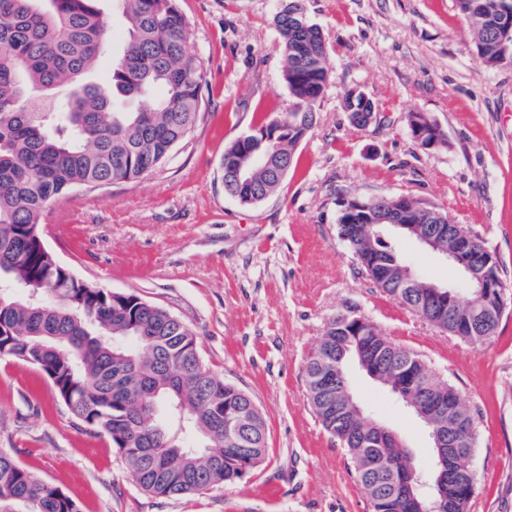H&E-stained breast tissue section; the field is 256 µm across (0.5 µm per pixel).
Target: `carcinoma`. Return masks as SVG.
I'll return each instance as SVG.
<instances>
[{
  "mask_svg": "<svg viewBox=\"0 0 512 512\" xmlns=\"http://www.w3.org/2000/svg\"><path fill=\"white\" fill-rule=\"evenodd\" d=\"M99 0H0V359L39 368L71 415L110 437L128 475L143 491L164 497L199 493L241 478L268 448L266 421L241 389L202 364L193 331L168 311L132 293L86 286L46 248V207L78 188L129 182L159 167L193 129L202 106L204 64L186 45V20L176 0H113L126 39L111 82L90 81L108 48ZM499 0H456L485 66L512 62L495 32ZM283 76L294 107L224 148L219 169L227 194L254 206L275 192L312 128L315 108L333 74L320 28L300 15L275 14ZM350 122L375 116L373 100L347 90ZM409 129L438 125L412 112ZM275 134L272 141L262 132ZM270 159L251 182L236 178L243 150ZM380 227L359 225L340 234L362 269L384 293L431 325L450 332L458 317L475 314L463 339L486 342L502 314L489 302L466 301L431 311L422 301L429 281L410 279L397 246ZM326 325L303 366L309 400L324 429L345 449L351 474L371 512H415L407 496L412 458L401 440L358 402L347 366L357 348L371 355L378 383L396 393L405 385L421 403L443 405L433 421L476 450L475 417L458 389L433 375L418 353L389 340L374 324ZM430 493L444 512H467L478 477L465 463ZM0 512H79L59 487L0 448Z\"/></svg>",
  "mask_w": 512,
  "mask_h": 512,
  "instance_id": "1",
  "label": "carcinoma"
}]
</instances>
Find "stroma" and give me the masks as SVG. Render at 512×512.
<instances>
[{
	"label": "stroma",
	"instance_id": "obj_1",
	"mask_svg": "<svg viewBox=\"0 0 512 512\" xmlns=\"http://www.w3.org/2000/svg\"><path fill=\"white\" fill-rule=\"evenodd\" d=\"M187 47L205 68L199 120L167 161L141 178L71 192L70 231L43 223L46 247L93 286L130 292L195 332L203 365L248 393L268 426V452L242 478L157 497L130 479L111 440L69 413L45 375L0 360V448L58 486L81 512H371L344 448L314 415L303 363L328 320L350 314L425 358L475 412L480 481L468 512H512V304L474 345L430 325L378 289L339 235L342 202L409 196L472 227L496 253L512 294V62L486 68L454 0H304L334 73L278 191L252 207L224 191V148L289 111L279 0H177ZM378 105L353 126L347 89ZM424 112L446 145L408 130ZM410 267L437 284L456 271L412 241ZM364 409L396 432L418 470L433 468L427 428L358 367Z\"/></svg>",
	"mask_w": 512,
	"mask_h": 512
}]
</instances>
